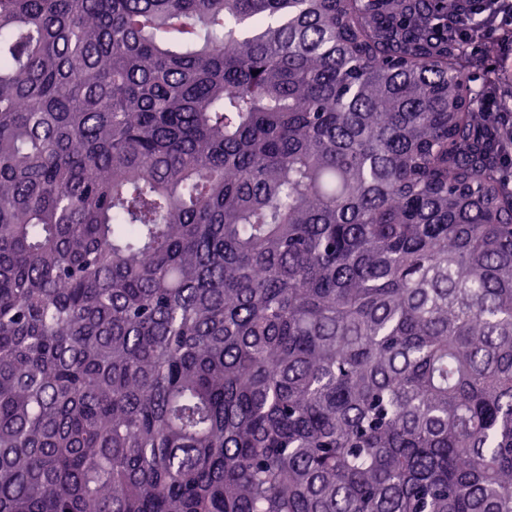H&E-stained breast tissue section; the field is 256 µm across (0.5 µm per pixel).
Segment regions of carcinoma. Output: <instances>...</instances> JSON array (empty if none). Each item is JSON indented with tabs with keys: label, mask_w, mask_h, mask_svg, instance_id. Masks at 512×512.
Instances as JSON below:
<instances>
[{
	"label": "carcinoma",
	"mask_w": 512,
	"mask_h": 512,
	"mask_svg": "<svg viewBox=\"0 0 512 512\" xmlns=\"http://www.w3.org/2000/svg\"><path fill=\"white\" fill-rule=\"evenodd\" d=\"M462 12L0 0V512H512Z\"/></svg>",
	"instance_id": "carcinoma-1"
}]
</instances>
